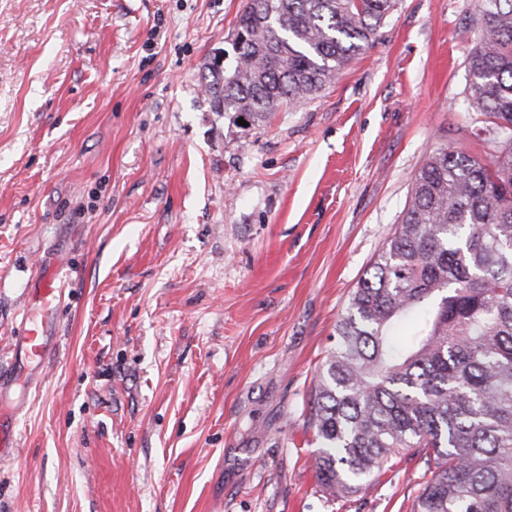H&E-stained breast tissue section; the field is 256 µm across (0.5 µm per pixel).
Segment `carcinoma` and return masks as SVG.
<instances>
[{"label": "carcinoma", "mask_w": 512, "mask_h": 512, "mask_svg": "<svg viewBox=\"0 0 512 512\" xmlns=\"http://www.w3.org/2000/svg\"><path fill=\"white\" fill-rule=\"evenodd\" d=\"M394 6L248 0L232 63L202 66L211 110L267 123L331 85ZM479 24L465 102L492 159L445 145L415 174L310 398L322 489L354 494L408 455L423 463L412 512H512V0H483Z\"/></svg>", "instance_id": "1"}]
</instances>
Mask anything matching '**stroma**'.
Returning a JSON list of instances; mask_svg holds the SVG:
<instances>
[{
  "label": "stroma",
  "mask_w": 512,
  "mask_h": 512,
  "mask_svg": "<svg viewBox=\"0 0 512 512\" xmlns=\"http://www.w3.org/2000/svg\"><path fill=\"white\" fill-rule=\"evenodd\" d=\"M247 0H0V512H410L347 497L307 426L336 321L465 107L481 0H397L311 99L239 128L201 64ZM67 281L41 369L16 326Z\"/></svg>",
  "instance_id": "35a3bbf8"
}]
</instances>
